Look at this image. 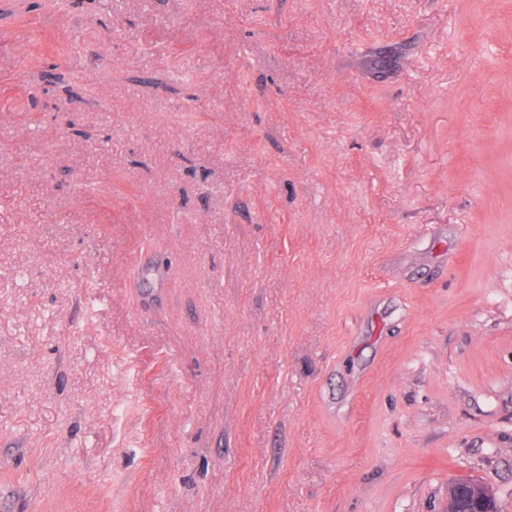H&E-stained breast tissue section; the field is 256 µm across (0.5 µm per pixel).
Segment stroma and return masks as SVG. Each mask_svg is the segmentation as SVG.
Returning a JSON list of instances; mask_svg holds the SVG:
<instances>
[{"instance_id":"35a3bbf8","label":"stroma","mask_w":512,"mask_h":512,"mask_svg":"<svg viewBox=\"0 0 512 512\" xmlns=\"http://www.w3.org/2000/svg\"><path fill=\"white\" fill-rule=\"evenodd\" d=\"M0 512H512V0H0Z\"/></svg>"}]
</instances>
